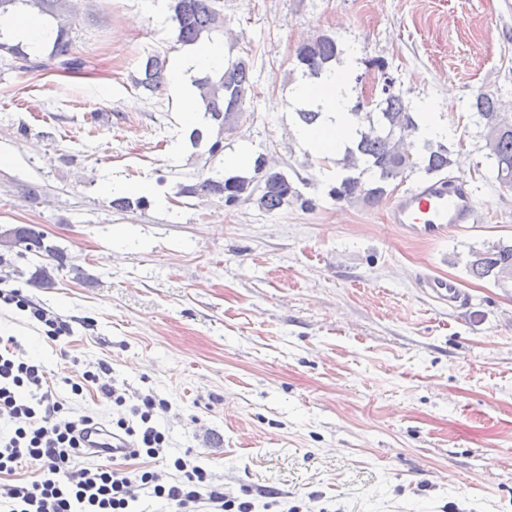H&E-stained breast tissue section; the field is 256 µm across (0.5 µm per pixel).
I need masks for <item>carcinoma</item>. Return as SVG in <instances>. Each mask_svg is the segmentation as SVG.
Masks as SVG:
<instances>
[{
  "instance_id": "cac0c4a2",
  "label": "carcinoma",
  "mask_w": 512,
  "mask_h": 512,
  "mask_svg": "<svg viewBox=\"0 0 512 512\" xmlns=\"http://www.w3.org/2000/svg\"><path fill=\"white\" fill-rule=\"evenodd\" d=\"M23 6L56 21L49 57L61 60V65L67 68H78L80 62L71 57L70 0H0V16L14 14ZM167 8L176 24V41L183 46L193 45L204 37H211L214 32L224 30V13L217 0H168ZM338 54L336 40L321 35L298 46L295 60L302 73L316 75ZM251 71V57L246 53L229 61L222 73L194 79L200 92L201 109L216 135L195 129L190 140L196 146L206 143L207 154L211 158L224 151V133L232 130L243 114L248 92L253 88ZM135 84L152 94L161 91L167 84L166 60L158 54L147 55ZM470 107L486 130L484 150L495 161L496 182L512 188V115L500 111L498 99L491 94L477 95ZM356 116L368 124V130L359 132L356 148L345 153L342 166L357 169L362 163L364 168L360 175L347 176L330 188L329 194L337 201L362 199L373 203L386 196L387 186L399 178L418 171L427 175H443L452 167V152L442 142L435 144L429 141L414 155L404 151L403 138L417 133L418 124L411 105L395 92L394 85L383 91L376 111L358 112ZM253 172L251 177H202L197 183L183 187L181 193L190 197L218 198L226 206L253 196L258 206L267 211L293 204L305 210L311 207V202L302 197L283 172L271 167L267 158L255 159ZM367 172L373 175L368 183L362 180V175ZM16 229L25 241L24 251L55 262L53 266H36L31 275L30 283L41 288L44 283L54 280L55 270L64 266V255L44 244L45 234L37 226L18 225ZM469 271L478 279H490L500 285L512 281V244L498 241L473 252Z\"/></svg>"
}]
</instances>
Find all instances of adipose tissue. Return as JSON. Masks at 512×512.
<instances>
[{"instance_id": "ef3b65f1", "label": "adipose tissue", "mask_w": 512, "mask_h": 512, "mask_svg": "<svg viewBox=\"0 0 512 512\" xmlns=\"http://www.w3.org/2000/svg\"><path fill=\"white\" fill-rule=\"evenodd\" d=\"M53 27L42 16L22 11L0 18V34L5 39L36 47L52 34ZM225 64L224 44L201 40L188 47L173 71L172 86L190 122H197L201 112L194 77L217 73ZM347 65L331 64L320 75L300 78L292 90L296 108L319 112L316 125H299L295 134L316 158L343 155L358 137L359 125L351 113V85Z\"/></svg>"}]
</instances>
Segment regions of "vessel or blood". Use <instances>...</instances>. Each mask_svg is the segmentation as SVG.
Wrapping results in <instances>:
<instances>
[{
  "instance_id": "vessel-or-blood-1",
  "label": "vessel or blood",
  "mask_w": 512,
  "mask_h": 512,
  "mask_svg": "<svg viewBox=\"0 0 512 512\" xmlns=\"http://www.w3.org/2000/svg\"><path fill=\"white\" fill-rule=\"evenodd\" d=\"M388 211L391 222L398 224L405 233L427 240L440 239L449 229L483 220L474 196L461 182L452 188L435 182L411 190L390 200ZM423 285L430 289L434 299L451 305L462 302L465 297L458 282L451 279L429 275L424 277ZM87 444L92 448L111 449L117 456L130 448L127 438L113 435L102 424L89 429Z\"/></svg>"
}]
</instances>
